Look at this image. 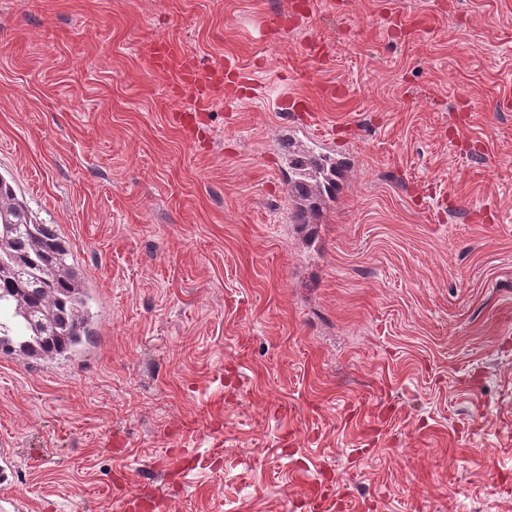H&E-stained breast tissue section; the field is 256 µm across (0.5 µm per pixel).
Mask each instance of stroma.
I'll use <instances>...</instances> for the list:
<instances>
[{"mask_svg":"<svg viewBox=\"0 0 512 512\" xmlns=\"http://www.w3.org/2000/svg\"><path fill=\"white\" fill-rule=\"evenodd\" d=\"M286 6L0 0V176L69 240L95 332L0 351V500L119 512L114 479L179 448L167 512H512V0H313L264 41ZM163 36L263 95L184 141ZM287 91L333 140L284 123ZM312 150L338 193L298 224Z\"/></svg>","mask_w":512,"mask_h":512,"instance_id":"obj_1","label":"stroma"}]
</instances>
